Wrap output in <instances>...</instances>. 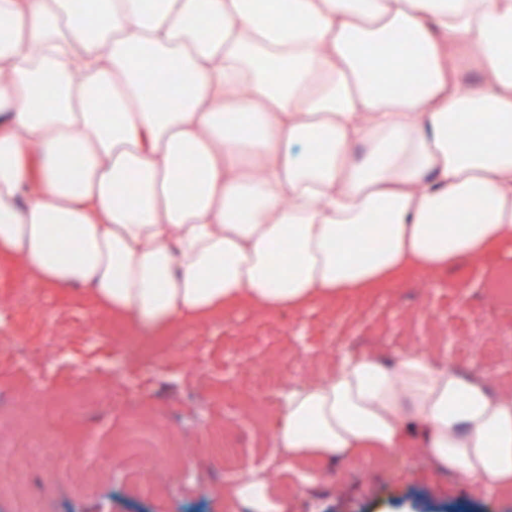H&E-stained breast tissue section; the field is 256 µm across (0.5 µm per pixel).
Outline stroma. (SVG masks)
Wrapping results in <instances>:
<instances>
[{"mask_svg":"<svg viewBox=\"0 0 512 512\" xmlns=\"http://www.w3.org/2000/svg\"><path fill=\"white\" fill-rule=\"evenodd\" d=\"M510 269L511 259L479 261L438 276L433 287L409 283L332 312L240 309L222 319L156 329L107 321L81 289L25 285L15 269L1 263L0 311L14 308L15 292L23 286L30 306L16 314L11 332H0V348L11 353L0 364V414L11 420L0 438V462L10 463L12 451L25 445L24 433L38 429L47 411L68 404L73 392L93 386L103 399L58 425L56 441L82 448V456L37 459L24 496L0 494V512H22L29 500L40 501L45 512H229V477L204 448L206 433L225 422L224 436L237 452L236 479L276 471L283 457L259 433L247 375L279 365L286 350L294 356L285 377L292 385L305 379L308 358L387 355L430 336L436 357L499 387L512 378V303L498 298L495 285ZM62 310L79 319L59 345L51 316ZM244 328L254 336L253 346L219 364L220 351ZM467 328L478 340L502 338L497 363L484 360L476 348L466 357L449 351V339ZM188 354L196 356L197 369L186 367ZM131 399L139 414L180 446L174 464L154 468L150 493L113 460L112 439L125 428ZM286 512H512V491H472L455 476L437 474L425 456L413 452L376 461L369 476L346 466L322 469L319 489L290 498Z\"/></svg>","mask_w":512,"mask_h":512,"instance_id":"stroma-1","label":"stroma"}]
</instances>
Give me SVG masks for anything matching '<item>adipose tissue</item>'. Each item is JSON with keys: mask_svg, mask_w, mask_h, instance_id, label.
<instances>
[{"mask_svg": "<svg viewBox=\"0 0 512 512\" xmlns=\"http://www.w3.org/2000/svg\"><path fill=\"white\" fill-rule=\"evenodd\" d=\"M96 5L91 32L73 0H0V258L27 280L166 328L512 257V0ZM155 65L176 109L144 92ZM271 418L296 482L226 487L234 512H285L318 488L311 462L413 448L467 487L512 488V395L426 347L344 357Z\"/></svg>", "mask_w": 512, "mask_h": 512, "instance_id": "ef3b65f1", "label": "adipose tissue"}]
</instances>
